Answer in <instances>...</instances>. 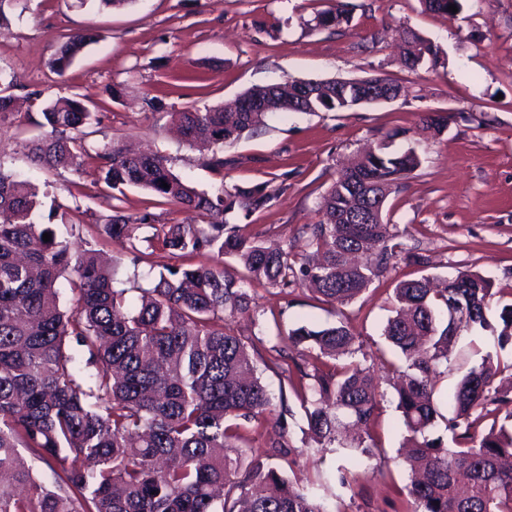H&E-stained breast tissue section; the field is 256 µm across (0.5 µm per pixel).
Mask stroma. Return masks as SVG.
Instances as JSON below:
<instances>
[{
  "label": "stroma",
  "instance_id": "35a3bbf8",
  "mask_svg": "<svg viewBox=\"0 0 512 512\" xmlns=\"http://www.w3.org/2000/svg\"><path fill=\"white\" fill-rule=\"evenodd\" d=\"M348 21L317 26L327 0H131L121 9L97 0H0L7 21L0 27V75L12 78L15 108L0 121V166L31 180L41 207L37 219L75 225L76 236L117 262L119 279L150 266L208 265L163 250L133 263L121 244L102 236L112 209L95 164L79 170L35 166L25 143L43 135L42 109L59 96L82 95L96 117L89 142L147 145L166 156L172 171L209 195L271 182L276 193L263 209L238 214L244 235L261 234L288 252L307 250L303 229L318 223L319 204L341 169L365 148H414L419 167L401 179L387 198L384 220L396 225L402 248L420 250L424 265L392 261L388 271L352 303L323 301L307 286L280 291L253 283L250 314L232 326L272 356L277 333L305 324L345 321L367 346L383 343L393 281L422 275L454 278L476 272L499 293L488 314L512 302V0H462L454 15L424 10L420 0H343ZM411 28L440 50L438 60L408 68L398 34ZM88 29L94 35L65 73L51 62L65 36ZM388 77L403 87L400 97L351 112H288L268 115L255 134L217 149L223 167L208 164L175 134L173 115L193 107L217 106L247 89L295 80ZM118 98H110L109 89ZM428 112H444L448 126L432 135L422 129ZM79 209H72V202ZM124 214L150 213L159 223L188 220V212L149 191L125 188ZM492 330L462 332L441 381L450 393L460 374L494 350ZM296 374L270 366L268 388L285 400L292 452L289 477L354 467L349 457L312 452L307 422L294 390ZM378 448L364 461L351 489L331 500L332 512H411L408 498L395 495L407 473L401 463L403 432L393 389H386L376 417Z\"/></svg>",
  "mask_w": 512,
  "mask_h": 512
}]
</instances>
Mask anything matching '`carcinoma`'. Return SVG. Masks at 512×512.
Listing matches in <instances>:
<instances>
[{"instance_id":"carcinoma-1","label":"carcinoma","mask_w":512,"mask_h":512,"mask_svg":"<svg viewBox=\"0 0 512 512\" xmlns=\"http://www.w3.org/2000/svg\"><path fill=\"white\" fill-rule=\"evenodd\" d=\"M318 19L339 25L347 15L338 6ZM90 40L87 31L67 36L54 70L64 72ZM404 45L415 67L438 54L412 30ZM373 83L353 79L346 89L336 81L287 79L252 87L224 106L175 116L188 146H216L264 126L270 112L352 111ZM42 116L50 131L28 146L37 165L77 170L92 160L114 191L142 188L207 217L141 237L137 230L155 228L152 214L133 217L112 206L103 232L124 243L134 261L158 241L172 254L207 251L217 262L165 266L145 286L117 288L97 249L75 252L52 225L33 220L36 186L0 166V512H330V482L350 487L348 472L332 480L285 475V411L276 410L231 321L251 309L255 280L282 292L309 285L325 301L345 305L382 276L398 253V232L373 219L368 195L387 199L418 167L415 150L395 153L382 144L351 163L323 197L321 221L305 227L312 260L266 247L229 222L239 211L264 208L273 198L268 183L212 197L175 175L151 148L129 152L87 142L93 115L80 97L53 99ZM447 122L446 114L430 112L423 130L438 134ZM224 256L242 270L223 265ZM66 275L76 296L72 309L59 295ZM130 291L140 293L134 309ZM495 296L492 282L477 273L454 282L396 281L393 315L383 329L400 353L396 362L379 349L364 350L342 322L300 325L278 337L274 365L283 371L290 353L308 354L307 366L298 368L299 387L316 452L345 448L358 465L373 455L384 397L378 369L397 379L409 472L400 493L413 512H512V361L495 367L488 353L470 367L447 397L453 417L440 413L438 399L460 333L489 326ZM498 320L503 350L512 343V303ZM504 371L508 387L494 385ZM487 418L499 426L483 433ZM440 419L452 433L450 446L427 436ZM266 423L278 432L263 452L247 455L240 442ZM24 450L58 467L53 482L35 475Z\"/></svg>"}]
</instances>
